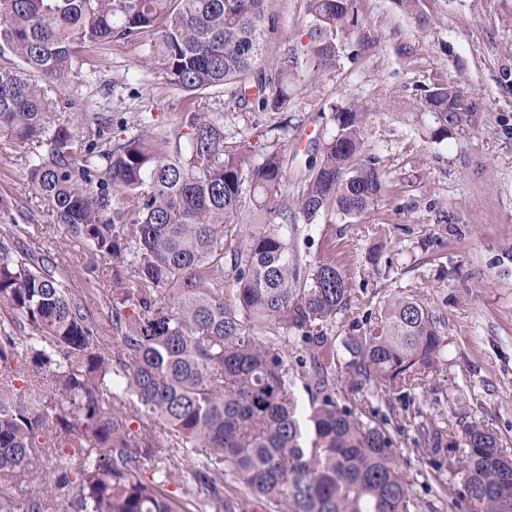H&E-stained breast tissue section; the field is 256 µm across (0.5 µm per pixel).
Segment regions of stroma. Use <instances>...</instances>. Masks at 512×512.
Wrapping results in <instances>:
<instances>
[{"label": "stroma", "instance_id": "stroma-1", "mask_svg": "<svg viewBox=\"0 0 512 512\" xmlns=\"http://www.w3.org/2000/svg\"><path fill=\"white\" fill-rule=\"evenodd\" d=\"M268 7L280 21L266 58L272 64L305 41L306 2L268 0ZM419 10L426 25L397 0H362L364 50L317 74L299 65L287 116L257 120L215 94L197 96L195 107L223 113L225 146L285 144L292 196L309 153L331 128L330 103L368 108L365 147L389 172L384 199L362 223H316L298 247L311 260L335 259L349 278L351 302L336 320L337 336L375 325L383 302L401 292L422 298L438 317L444 358L424 388L380 405L379 416L414 478L417 512H449L431 476L455 484L448 463L463 447L460 435L438 443L434 432L477 422L512 445V0H421ZM433 82L460 85L488 104L470 143H432L418 131L409 105ZM61 97L129 120L150 112L173 123L188 107L138 41L80 52ZM29 154L0 131V225H36L25 245L35 252L54 245L75 294L96 285L91 307L111 335L104 299L112 265L99 259L86 275L82 245L55 224L50 204L29 183Z\"/></svg>", "mask_w": 512, "mask_h": 512}]
</instances>
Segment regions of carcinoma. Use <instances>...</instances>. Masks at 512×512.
<instances>
[{"label": "carcinoma", "instance_id": "carcinoma-1", "mask_svg": "<svg viewBox=\"0 0 512 512\" xmlns=\"http://www.w3.org/2000/svg\"><path fill=\"white\" fill-rule=\"evenodd\" d=\"M306 16L308 42L269 67L279 20L267 0H0V55L19 59L0 66V129L34 145L29 182L56 222L112 262L108 353L50 248L0 231V478L21 484L37 455L66 458L29 512H51L61 496L63 512H235L228 474L287 512H411L387 422L366 397L338 403L336 372L353 393L422 388L445 354L437 318L396 295L378 330L343 337L339 354L331 331L350 304L348 277L296 245L314 222L358 223L382 197L365 106L331 105L332 131L292 200L282 150L256 160L226 149L222 112L189 111L174 127L142 112L130 136L89 101L81 135L51 120L80 49L147 36L186 96L216 91L258 117L284 113L300 60L336 65L363 22L361 0H306ZM413 110L441 142L469 139L487 107L433 84ZM293 335L306 350L300 372L275 341ZM462 438V490L435 475L437 487L459 512H512V449L478 423ZM184 462L204 497L167 490Z\"/></svg>", "mask_w": 512, "mask_h": 512}]
</instances>
